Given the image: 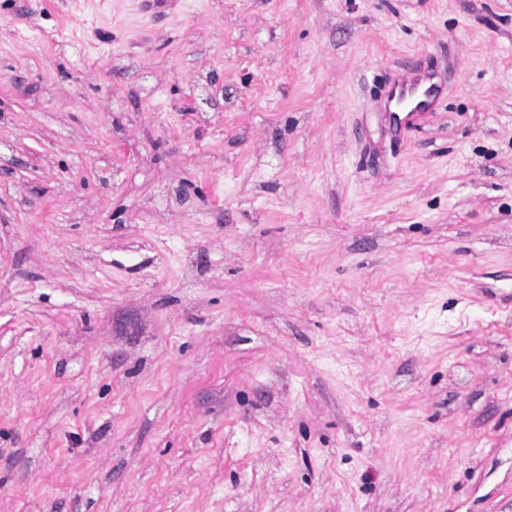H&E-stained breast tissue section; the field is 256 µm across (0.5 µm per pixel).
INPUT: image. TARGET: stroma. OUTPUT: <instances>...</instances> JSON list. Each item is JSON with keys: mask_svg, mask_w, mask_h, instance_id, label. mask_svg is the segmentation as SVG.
I'll use <instances>...</instances> for the list:
<instances>
[{"mask_svg": "<svg viewBox=\"0 0 512 512\" xmlns=\"http://www.w3.org/2000/svg\"><path fill=\"white\" fill-rule=\"evenodd\" d=\"M0 512H512V0H0Z\"/></svg>", "mask_w": 512, "mask_h": 512, "instance_id": "1", "label": "stroma"}]
</instances>
